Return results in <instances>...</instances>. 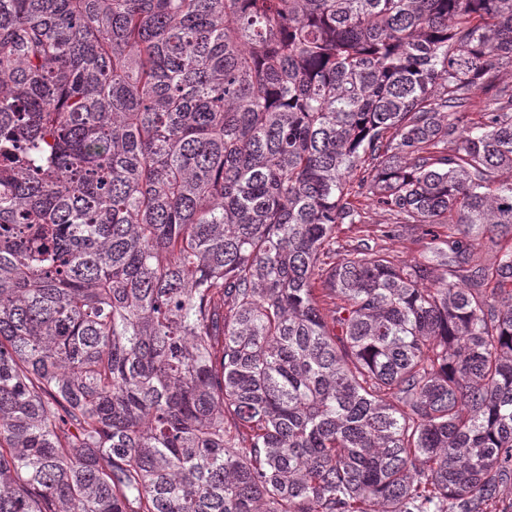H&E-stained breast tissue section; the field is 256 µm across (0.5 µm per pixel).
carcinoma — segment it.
<instances>
[{
	"label": "carcinoma",
	"instance_id": "1",
	"mask_svg": "<svg viewBox=\"0 0 512 512\" xmlns=\"http://www.w3.org/2000/svg\"><path fill=\"white\" fill-rule=\"evenodd\" d=\"M509 69L512 0H0V512H508ZM416 233L410 224L403 225L400 235L392 240L382 243L397 262L423 259L422 248L414 242Z\"/></svg>",
	"mask_w": 512,
	"mask_h": 512
}]
</instances>
